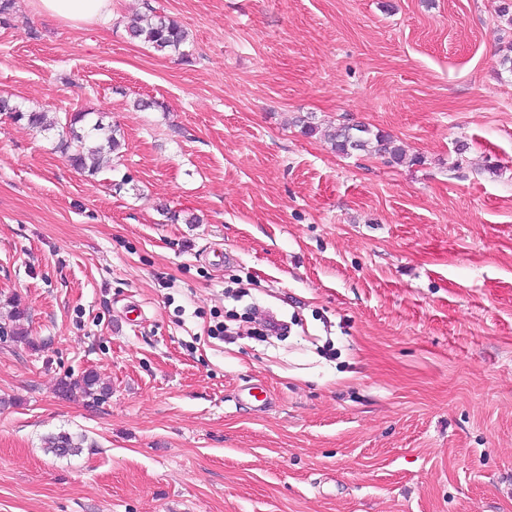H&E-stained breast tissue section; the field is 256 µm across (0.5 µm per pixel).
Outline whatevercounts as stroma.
<instances>
[{"label":"stroma","instance_id":"35a3bbf8","mask_svg":"<svg viewBox=\"0 0 512 512\" xmlns=\"http://www.w3.org/2000/svg\"><path fill=\"white\" fill-rule=\"evenodd\" d=\"M158 2L185 56L129 38L141 0L0 25V96L125 138L88 177L0 113V324L28 331L0 342V512H512L499 0ZM343 123L404 161L336 153ZM88 370L96 407L58 391ZM63 431L81 454L45 450Z\"/></svg>","mask_w":512,"mask_h":512}]
</instances>
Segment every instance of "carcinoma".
<instances>
[{
  "label": "carcinoma",
  "instance_id": "cac0c4a2",
  "mask_svg": "<svg viewBox=\"0 0 512 512\" xmlns=\"http://www.w3.org/2000/svg\"><path fill=\"white\" fill-rule=\"evenodd\" d=\"M131 39L141 41L162 55L184 54L187 33L173 19L161 13V7L144 0L143 11L136 14L127 24ZM0 112L13 115L17 121H24L40 132L51 134L58 139L57 148L64 153L70 164L77 170L91 176L99 172L104 156L119 153L122 147L120 129L116 125H104L102 119H92L86 110H75L66 114L65 123L49 121L46 113L40 109L23 110L11 103V99L0 97ZM333 144L336 151L346 153L349 150H361L388 154L399 163L402 154L391 146L390 139L381 133L373 134L363 124L343 125L334 134ZM93 404H100L108 398L111 387L103 384L97 372L91 370L76 380H62L59 391L71 395L75 391ZM85 442V436H74L60 432L46 438V448L52 454L64 457L75 456Z\"/></svg>",
  "mask_w": 512,
  "mask_h": 512
}]
</instances>
